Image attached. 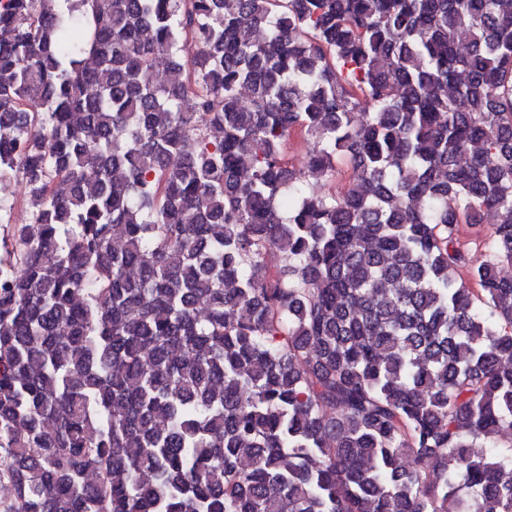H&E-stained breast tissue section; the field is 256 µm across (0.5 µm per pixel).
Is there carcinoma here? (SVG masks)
<instances>
[{
    "instance_id": "carcinoma-1",
    "label": "carcinoma",
    "mask_w": 512,
    "mask_h": 512,
    "mask_svg": "<svg viewBox=\"0 0 512 512\" xmlns=\"http://www.w3.org/2000/svg\"><path fill=\"white\" fill-rule=\"evenodd\" d=\"M18 177L0 512H512V0H0ZM311 146L303 140L301 137L296 135L290 136L285 145V155L288 159L289 165H291L297 171L305 172L303 178L306 189L309 193L321 194L324 189V181L316 179L312 176H308L307 173V161L308 151ZM493 224L495 220L492 215H486L482 224H460L459 236L466 244L472 268H477L489 259L487 241Z\"/></svg>"
}]
</instances>
